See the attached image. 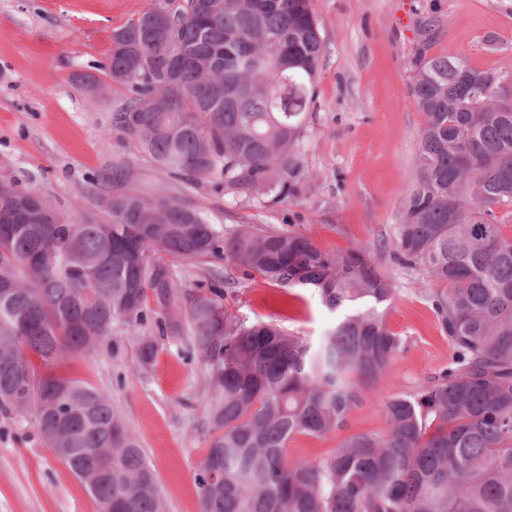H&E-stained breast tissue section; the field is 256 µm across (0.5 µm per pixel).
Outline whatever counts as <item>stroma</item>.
<instances>
[{
  "label": "stroma",
  "instance_id": "35a3bbf8",
  "mask_svg": "<svg viewBox=\"0 0 512 512\" xmlns=\"http://www.w3.org/2000/svg\"><path fill=\"white\" fill-rule=\"evenodd\" d=\"M148 0H0V180L42 195L63 213L108 220L98 178L118 157L133 160L129 188L185 199L226 228L257 224L293 231L321 250L363 246L393 288L387 321L405 347L391 362L388 391L409 392L452 361L429 301L425 272L393 258L394 229L410 190L425 116L409 94L421 53L464 56L484 71H512V0H313L325 42L299 159L309 172L285 200L234 198L211 180L169 178L112 128L126 90L109 77L112 31ZM94 77L99 93L80 88ZM187 287L221 268L232 281L224 304L240 318L270 320L320 338L336 315L311 291L245 276L226 261L175 262ZM114 346L66 356L51 370L85 380L111 398L160 487L162 512H200L195 474L209 446L197 409L203 364L163 344L149 374L133 372L135 347L115 325ZM386 427L382 401L353 408L345 429L294 436L289 459L316 462L349 436ZM81 483L45 444L34 413L0 410V512H97Z\"/></svg>",
  "mask_w": 512,
  "mask_h": 512
}]
</instances>
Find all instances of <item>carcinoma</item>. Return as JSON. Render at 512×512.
Returning a JSON list of instances; mask_svg holds the SVG:
<instances>
[{
    "label": "carcinoma",
    "mask_w": 512,
    "mask_h": 512,
    "mask_svg": "<svg viewBox=\"0 0 512 512\" xmlns=\"http://www.w3.org/2000/svg\"><path fill=\"white\" fill-rule=\"evenodd\" d=\"M323 50L312 0H149L112 32L109 76L129 91L113 126L175 179L284 199L307 177L298 146ZM414 67L425 122L393 245L400 265L440 285L429 299L453 361L386 398L385 430L322 461L287 459L288 441L344 428L404 345L386 320L393 288L365 248L329 254L289 231L221 229L180 198L130 191L127 159L102 177L106 222L42 195L31 210L36 194L0 182V406L35 409L99 512H160L157 477L106 394L41 374L29 356L45 367L91 357L117 322L139 376L165 341L204 364L202 512H512V71L448 55ZM210 257L313 289L335 325L313 342L239 319L221 272L189 289L171 267Z\"/></svg>",
    "instance_id": "obj_1"
}]
</instances>
